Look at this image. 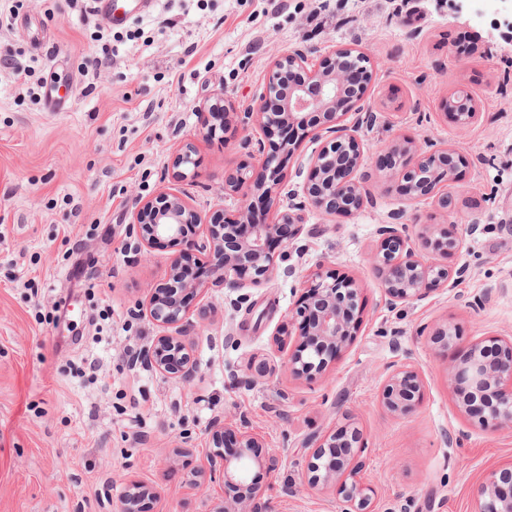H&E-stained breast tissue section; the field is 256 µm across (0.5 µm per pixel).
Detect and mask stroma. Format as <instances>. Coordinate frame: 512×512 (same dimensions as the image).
Listing matches in <instances>:
<instances>
[{
  "instance_id": "obj_1",
  "label": "stroma",
  "mask_w": 512,
  "mask_h": 512,
  "mask_svg": "<svg viewBox=\"0 0 512 512\" xmlns=\"http://www.w3.org/2000/svg\"><path fill=\"white\" fill-rule=\"evenodd\" d=\"M511 17L512 0H156L106 59L98 16L70 0H0V512H115L134 481L155 493L147 512H218L209 429L236 414L262 440L251 474L267 512H336L337 486L310 488L305 470L310 438L347 423L368 440L356 463L377 512H474L486 474L512 463V429L481 430L459 410L456 351L428 331L452 324L465 344L512 336ZM334 44L377 70L364 99L378 119L359 132L372 203L348 218L302 211L284 272L248 303L232 306L221 286L192 302L194 375L155 371L142 357L160 329L136 309L167 280L172 250L141 248L129 225L138 199L173 188L235 218L224 179L247 158L240 113L276 56L303 45L315 63ZM460 90L480 111L464 129L443 113ZM218 97L234 116L209 139ZM404 139L468 158L447 188L451 211L389 189L384 154ZM188 143L197 174L174 179ZM399 211L420 231L456 225L462 248L447 263L468 272L391 310L373 256L378 226ZM320 266L356 280L363 322L325 373L295 381L272 335ZM482 294L490 302L471 308ZM408 359L424 394L400 418L381 390Z\"/></svg>"
}]
</instances>
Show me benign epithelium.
<instances>
[{"label":"benign epithelium","mask_w":512,"mask_h":512,"mask_svg":"<svg viewBox=\"0 0 512 512\" xmlns=\"http://www.w3.org/2000/svg\"><path fill=\"white\" fill-rule=\"evenodd\" d=\"M311 50L295 46L270 64L253 112L244 113L264 136L294 127L302 134L314 133L322 146L313 160L307 180L289 189V210H281L279 196L284 171L279 153L290 154L296 143L283 140L276 151L265 152L262 139L246 138L245 149L257 145L263 155L258 169L243 165L224 181V197L239 198L238 217L227 221L219 214L202 215L191 209L175 192L139 200L132 213V228L147 249L190 243L208 255L213 279L183 274L184 259L176 254L170 261L167 282L152 289L141 311L164 332L155 337L147 363L161 374L189 378L196 369L190 345L181 337L189 322V305L208 284L233 290L259 287L278 271L273 247H287L298 232L292 210L307 208L332 216H350L371 200L366 175L358 174L364 144L358 132L376 121L364 102V88L376 75L368 56L357 49L332 46L318 65L308 67ZM354 112L350 126L343 123L346 111ZM400 158L397 189L408 203L432 195L435 205L451 206L448 193H436L441 181L457 179L453 150L430 140L407 142L390 148ZM195 148L185 145L175 156L176 178L195 175ZM258 200L270 221L255 217L253 200ZM378 228L380 244L374 256L379 288L386 307L424 298L428 287H448L467 273L464 266L448 267L429 258V252L444 254L460 250L462 240L448 232L446 224H430L415 233L401 222ZM204 229L202 241L189 242L186 227ZM360 289L349 277L321 269L311 274L303 301L288 321L273 334L276 350L295 379H311L329 368L336 356L355 338L363 310ZM175 330L170 334L167 329ZM422 380L408 363L393 365L382 392V403L393 415H405L420 399ZM448 387L456 404L474 425L489 431L512 429V337L470 343L448 370ZM213 454L209 458L213 479L224 485V512H266L264 488L248 477L257 462L260 442L245 417H228L211 428ZM313 451L307 464V481L313 488L340 484L337 512H374L373 490L355 479L352 459L365 447L357 430L341 428L312 439ZM155 495L146 485L133 482L119 500V512H139L141 500ZM475 512H512V463L490 471L479 490Z\"/></svg>","instance_id":"1"}]
</instances>
